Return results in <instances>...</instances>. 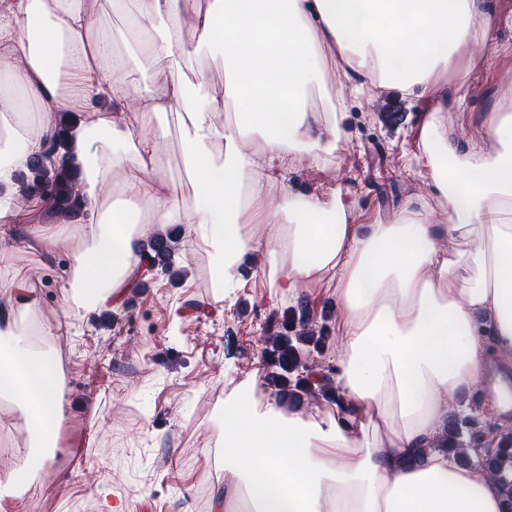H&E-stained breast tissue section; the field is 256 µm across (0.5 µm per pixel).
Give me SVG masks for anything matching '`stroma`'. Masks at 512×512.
<instances>
[{
  "instance_id": "stroma-1",
  "label": "stroma",
  "mask_w": 512,
  "mask_h": 512,
  "mask_svg": "<svg viewBox=\"0 0 512 512\" xmlns=\"http://www.w3.org/2000/svg\"><path fill=\"white\" fill-rule=\"evenodd\" d=\"M512 80V55L473 77L465 110L448 113L449 125L479 137L496 86ZM417 112L395 91L377 103L355 97L348 136L336 163L322 172H298L294 189L322 185L332 191L340 176L357 178L361 216H392L405 196L422 186L415 172ZM15 264L0 271V287L22 277L41 299L38 320L56 328L70 405L51 424L55 456L45 461L22 499H5L0 512H74L76 502L97 501L99 488L121 496L129 512H206L198 489L224 481L218 463L224 365L239 373L263 368L259 338L267 322L292 303L275 296L263 279L251 280L233 306L210 289L208 259L191 251L176 258V275L142 273L121 306L75 319L60 290L69 255L42 263L38 242L14 238ZM198 308H188L189 300Z\"/></svg>"
}]
</instances>
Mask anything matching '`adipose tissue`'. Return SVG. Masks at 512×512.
<instances>
[{
	"label": "adipose tissue",
	"instance_id": "ef3b65f1",
	"mask_svg": "<svg viewBox=\"0 0 512 512\" xmlns=\"http://www.w3.org/2000/svg\"><path fill=\"white\" fill-rule=\"evenodd\" d=\"M127 32L91 21L88 0H0V186L53 135V112L80 103L90 245L28 224L0 197V269L11 239L37 238L44 260L69 253L62 283L76 317L118 306L140 272L141 224H182L232 304L259 275L283 296L327 288L335 309V402L294 408L257 386L224 393V490L213 512H512L480 459L512 431V403L490 384L512 365V86L484 113L485 136L449 127L474 74L504 52L512 8L484 0H108ZM224 65L215 98L205 68ZM153 70V81L128 75ZM417 100L415 162L424 191L392 218L358 221L352 188L297 192L288 172L331 165L349 92ZM112 100L111 114L98 98ZM232 111L223 123L221 101ZM177 132L192 194L178 202L160 141ZM116 186L119 203L101 190ZM38 297L0 290V393L35 442L67 411L48 324L20 329ZM484 390L496 432L441 447L462 394Z\"/></svg>",
	"mask_w": 512,
	"mask_h": 512
}]
</instances>
